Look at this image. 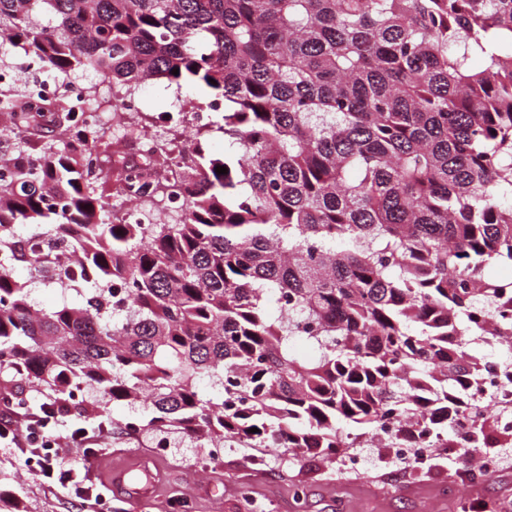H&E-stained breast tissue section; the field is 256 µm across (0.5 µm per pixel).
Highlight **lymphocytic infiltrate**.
Instances as JSON below:
<instances>
[{
  "instance_id": "lymphocytic-infiltrate-1",
  "label": "lymphocytic infiltrate",
  "mask_w": 512,
  "mask_h": 512,
  "mask_svg": "<svg viewBox=\"0 0 512 512\" xmlns=\"http://www.w3.org/2000/svg\"><path fill=\"white\" fill-rule=\"evenodd\" d=\"M57 404V396L50 394L39 406L16 411L9 402L1 400L0 447L23 461L48 490L80 504L94 502L99 512H111V491L100 490L91 483L88 463L68 462L66 451L84 448L91 455H98L103 439L112 435V421L100 412L62 434L52 427Z\"/></svg>"
}]
</instances>
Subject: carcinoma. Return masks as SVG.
Returning <instances> with one entry per match:
<instances>
[{
  "instance_id": "obj_1",
  "label": "carcinoma",
  "mask_w": 512,
  "mask_h": 512,
  "mask_svg": "<svg viewBox=\"0 0 512 512\" xmlns=\"http://www.w3.org/2000/svg\"><path fill=\"white\" fill-rule=\"evenodd\" d=\"M8 47L67 84L100 75L114 112L163 81L224 114L177 154L174 114L200 103L131 119L154 149L112 203L110 130L0 88V371L140 402L135 431L296 459H338L387 418L417 447H512L466 350L512 342V288L488 273L512 265V0H0L6 69ZM172 188L162 223L119 206ZM19 267L85 302L35 309ZM303 331L317 354L299 361Z\"/></svg>"
}]
</instances>
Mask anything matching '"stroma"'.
<instances>
[{"instance_id":"35a3bbf8","label":"stroma","mask_w":512,"mask_h":512,"mask_svg":"<svg viewBox=\"0 0 512 512\" xmlns=\"http://www.w3.org/2000/svg\"><path fill=\"white\" fill-rule=\"evenodd\" d=\"M156 435L139 431L138 439L113 440L91 468L101 483L112 472L155 464L160 477L152 504L140 512H173L187 500L190 512H466L475 503L493 512H512V448H496L491 474L468 472L463 458L449 452L429 465L405 467L389 449H367V468L345 471L339 463L313 458H271L257 465L248 448H225L221 460L206 462L207 445L176 432L165 455L154 452ZM0 488L14 490L22 512H72L62 496L43 488L0 448Z\"/></svg>"}]
</instances>
